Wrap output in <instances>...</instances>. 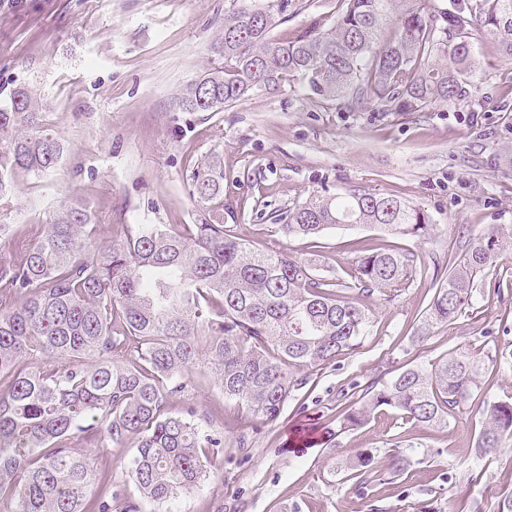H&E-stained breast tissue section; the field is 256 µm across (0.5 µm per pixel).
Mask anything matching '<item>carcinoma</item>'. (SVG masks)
I'll use <instances>...</instances> for the list:
<instances>
[{
    "label": "carcinoma",
    "instance_id": "cac0c4a2",
    "mask_svg": "<svg viewBox=\"0 0 512 512\" xmlns=\"http://www.w3.org/2000/svg\"><path fill=\"white\" fill-rule=\"evenodd\" d=\"M295 0H230L218 59L181 90L184 112H216L256 90L303 86L325 103L368 99L422 112L471 96L472 31L512 58V0H339L336 20L276 39ZM43 99L19 87L0 103V200L20 171L49 174L65 147L44 123ZM199 224H125L107 240L87 209L64 201L40 239L0 263V512H141L139 500L100 463L108 444L136 438L130 474L140 500L168 504L210 476L224 428L193 406L176 411L193 372L268 421L310 372L362 347L371 315L361 302H390L409 287L414 254L359 248L350 280L317 273L285 252L255 251L224 224V175L211 159L191 176ZM278 230L314 240L340 226L423 237L420 208L348 189L311 194ZM512 251V229L470 240L434 288L424 333L453 322L477 277ZM508 353L458 347L371 383L341 412L356 429L378 411L442 429L469 412L489 365ZM475 451L492 457L512 442V402L483 398ZM93 452H88V449ZM390 474L409 465L387 451Z\"/></svg>",
    "mask_w": 512,
    "mask_h": 512
}]
</instances>
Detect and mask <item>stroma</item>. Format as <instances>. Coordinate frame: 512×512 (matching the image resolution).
Listing matches in <instances>:
<instances>
[{
    "mask_svg": "<svg viewBox=\"0 0 512 512\" xmlns=\"http://www.w3.org/2000/svg\"><path fill=\"white\" fill-rule=\"evenodd\" d=\"M224 0H0V102L36 88L45 119L66 148L47 176L18 174L0 201V261L35 242L60 200L84 204L102 236L126 224H197L191 175L207 157L224 167V221L259 250L299 260L319 250L323 274L345 276L358 242L415 256L414 280L392 302L368 299L373 323L360 350L314 372L281 416L261 420L215 386L194 382L173 401L224 413V454L196 491L144 512H498L512 490V447L478 458L475 415L446 429L377 413L341 431L344 390L386 383L404 368L448 350H512V253L478 280L469 306L427 338L416 330L449 258L489 227L512 228V59L483 35L467 101L400 113L370 101L327 104L305 91L263 90L217 112H183L177 95L214 60ZM337 0H298L273 34L292 37L317 18L336 17ZM362 189L403 199L432 221L428 235L389 236L336 228L319 241L282 235L272 221L324 189ZM249 439L240 448L239 435ZM407 448L408 470L390 478L387 450ZM374 462L349 476L347 455Z\"/></svg>",
    "mask_w": 512,
    "mask_h": 512,
    "instance_id": "obj_1",
    "label": "stroma"
}]
</instances>
